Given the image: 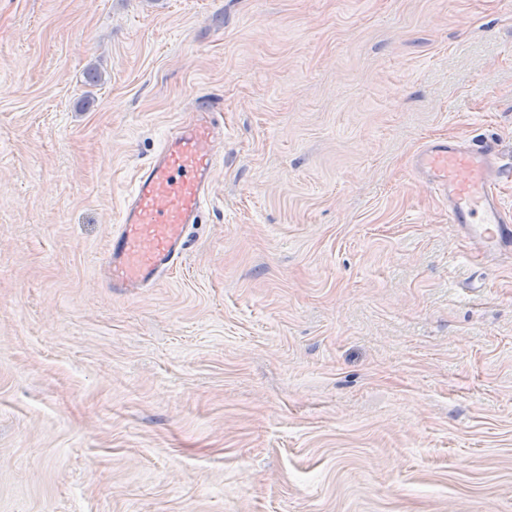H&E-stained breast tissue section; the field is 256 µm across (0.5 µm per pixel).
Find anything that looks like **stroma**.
Returning a JSON list of instances; mask_svg holds the SVG:
<instances>
[{"instance_id":"stroma-1","label":"stroma","mask_w":512,"mask_h":512,"mask_svg":"<svg viewBox=\"0 0 512 512\" xmlns=\"http://www.w3.org/2000/svg\"><path fill=\"white\" fill-rule=\"evenodd\" d=\"M201 101L181 261L106 287ZM487 137L512 0H0V512H512V250L415 165Z\"/></svg>"}]
</instances>
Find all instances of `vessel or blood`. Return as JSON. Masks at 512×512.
<instances>
[{"label":"vessel or blood","mask_w":512,"mask_h":512,"mask_svg":"<svg viewBox=\"0 0 512 512\" xmlns=\"http://www.w3.org/2000/svg\"><path fill=\"white\" fill-rule=\"evenodd\" d=\"M195 112V120L180 126L141 170L121 212L103 261V276L112 287L135 291L154 284L183 253L219 161L216 114L205 101ZM417 163L447 191L449 223L463 227L486 251L512 248V221L496 193L500 184L512 183V158L504 157L497 139L473 146L433 142L420 151Z\"/></svg>","instance_id":"b4317fda"}]
</instances>
